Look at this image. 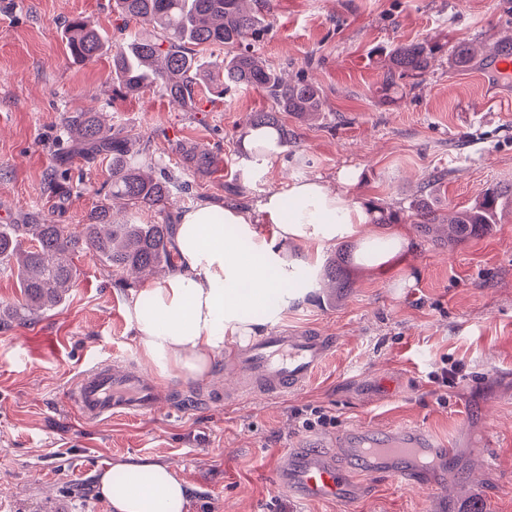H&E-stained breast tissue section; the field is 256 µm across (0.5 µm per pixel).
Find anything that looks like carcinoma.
<instances>
[{
    "label": "carcinoma",
    "mask_w": 512,
    "mask_h": 512,
    "mask_svg": "<svg viewBox=\"0 0 512 512\" xmlns=\"http://www.w3.org/2000/svg\"><path fill=\"white\" fill-rule=\"evenodd\" d=\"M245 0H113V10L125 20L149 25V33H137L113 48L106 47L100 32L88 27L80 17L66 24V46L70 55L89 61L112 50V76L119 90L138 94L157 89L186 108L199 95L202 71L196 55L214 49L225 50L224 58L214 61L219 78L215 93L224 86H250L262 89L273 101L268 112H256L253 127H269L278 133V146L288 147V128L281 116L312 119L322 111L319 89L304 77L285 81L251 50L249 39L256 36L259 12L269 11L272 0H255L256 8ZM441 46L429 41L398 44L389 51V67L383 87L395 85V77L424 75ZM484 48L472 42H459L451 56L460 68H468ZM67 131L75 140L109 157L112 164V195L124 198L134 210H164L171 198L185 192L186 184L170 172L156 177L144 172L134 160L139 151L132 139L120 131L102 126L89 112H70L64 117ZM183 163L196 172H208L215 159L208 153L188 149ZM48 188L65 205L72 186L67 177L51 173ZM512 207V186L487 190L469 207L455 212L448 221L447 243L458 244L493 231L502 211ZM408 212L417 231L427 236L442 223L433 201L420 196L411 201ZM175 228L172 224H114L108 209L92 211L81 231L65 224H1L0 265L15 271L22 302L12 308L0 323L26 321L60 305L76 281L77 272L62 260L65 254L88 251L114 275L131 270L153 273L175 266ZM325 277L333 295L351 288L340 263L331 261Z\"/></svg>",
    "instance_id": "cac0c4a2"
}]
</instances>
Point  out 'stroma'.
I'll return each mask as SVG.
<instances>
[{
	"instance_id": "1",
	"label": "stroma",
	"mask_w": 512,
	"mask_h": 512,
	"mask_svg": "<svg viewBox=\"0 0 512 512\" xmlns=\"http://www.w3.org/2000/svg\"><path fill=\"white\" fill-rule=\"evenodd\" d=\"M77 16L113 42L125 36L112 0H0V224L45 218L77 231L104 206L120 223L162 221L112 198L107 159L75 152L63 129L74 111L97 113L180 175L188 191L174 196L173 215L201 202L254 205L291 180L319 179L368 210L404 209L427 194L449 217L488 187L512 185V81L484 61L457 69L450 53L461 41L491 48L512 37V0H273L256 50L284 77L317 84L322 114L286 117L293 147L251 168L243 140L251 113L272 107L264 92L231 86L219 97L204 84L189 112L156 91L113 95L109 56L82 62L66 50L65 26ZM424 39L445 51L425 75L382 92L387 52ZM184 145L212 151L215 172L182 169ZM55 170L69 171L73 186L62 208L46 186ZM342 170L353 174L349 185L337 181ZM399 229L409 248L374 270L356 265L351 240L321 246L309 262L301 247L284 246L313 281L280 326L336 339L304 388L225 400L219 358L209 383L159 379L184 410L106 423L67 413L63 393L90 364L139 361L126 307L150 281L121 285L91 255H71L78 278L65 301L0 328V512H111L99 476L130 457L175 467L191 512H338L274 487L270 468L287 450L332 444L351 427L410 425L451 445L439 471L445 497L380 476L359 512H512V209L490 235L453 246L409 221ZM334 258L352 286L332 301L322 273ZM445 363L461 377L441 387L429 374ZM314 410L333 424L305 430Z\"/></svg>"
}]
</instances>
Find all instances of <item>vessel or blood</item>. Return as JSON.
Segmentation results:
<instances>
[{"mask_svg": "<svg viewBox=\"0 0 512 512\" xmlns=\"http://www.w3.org/2000/svg\"><path fill=\"white\" fill-rule=\"evenodd\" d=\"M334 345L331 336L278 327L247 344L226 345L224 353L239 378L240 392L270 398L305 386ZM65 399L81 421H103L155 412L160 390L131 366L113 361L82 371L68 386ZM447 453L444 442L417 427L381 436L350 428L337 436L333 452L318 447L287 452L269 478L295 495L332 500L341 512H355L370 479L381 475L441 496V482L424 481L422 475Z\"/></svg>", "mask_w": 512, "mask_h": 512, "instance_id": "1", "label": "vessel or blood"}]
</instances>
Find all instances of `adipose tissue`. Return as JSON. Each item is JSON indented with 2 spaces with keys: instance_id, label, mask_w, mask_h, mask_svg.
Wrapping results in <instances>:
<instances>
[{
  "instance_id": "obj_1",
  "label": "adipose tissue",
  "mask_w": 512,
  "mask_h": 512,
  "mask_svg": "<svg viewBox=\"0 0 512 512\" xmlns=\"http://www.w3.org/2000/svg\"><path fill=\"white\" fill-rule=\"evenodd\" d=\"M276 225V239L308 245L353 239L356 262L387 264L409 245L397 231L368 230V213L321 180H297L269 193L258 209L200 203L177 220L179 265L142 289L127 307L145 366L155 374L209 382L226 343H247L263 325L279 321L271 296L290 297L288 264L260 237L256 219ZM99 492L112 512H190L186 485L173 467L147 459L104 472Z\"/></svg>"
}]
</instances>
